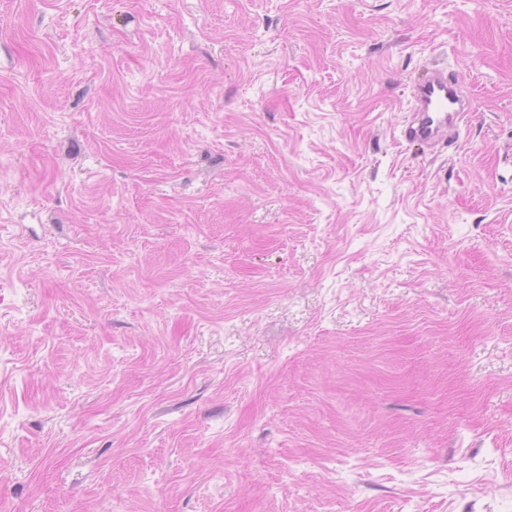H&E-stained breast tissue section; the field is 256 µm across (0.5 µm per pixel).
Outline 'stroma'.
<instances>
[{
    "instance_id": "stroma-1",
    "label": "stroma",
    "mask_w": 512,
    "mask_h": 512,
    "mask_svg": "<svg viewBox=\"0 0 512 512\" xmlns=\"http://www.w3.org/2000/svg\"><path fill=\"white\" fill-rule=\"evenodd\" d=\"M0 512H512V0H0ZM410 112L401 135L424 150L446 140L468 110L456 82L445 70L431 67L414 85Z\"/></svg>"
}]
</instances>
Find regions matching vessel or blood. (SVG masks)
<instances>
[{
    "label": "vessel or blood",
    "instance_id": "1",
    "mask_svg": "<svg viewBox=\"0 0 512 512\" xmlns=\"http://www.w3.org/2000/svg\"><path fill=\"white\" fill-rule=\"evenodd\" d=\"M411 115L401 135L408 143L427 149L446 140L467 110L456 82L443 69L432 67L415 83Z\"/></svg>",
    "mask_w": 512,
    "mask_h": 512
}]
</instances>
